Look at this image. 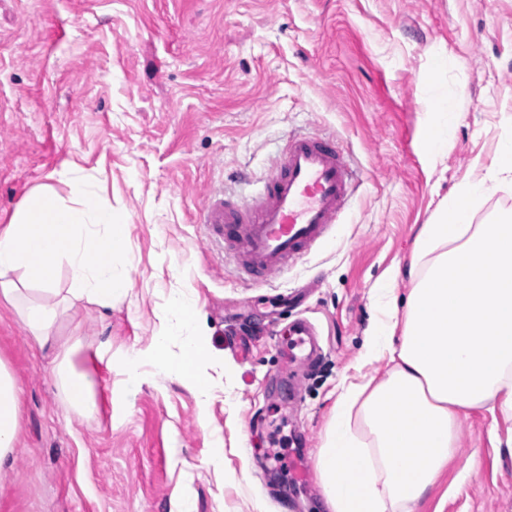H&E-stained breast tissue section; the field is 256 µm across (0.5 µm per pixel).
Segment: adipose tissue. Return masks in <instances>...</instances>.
I'll list each match as a JSON object with an SVG mask.
<instances>
[{"instance_id":"obj_1","label":"adipose tissue","mask_w":512,"mask_h":512,"mask_svg":"<svg viewBox=\"0 0 512 512\" xmlns=\"http://www.w3.org/2000/svg\"><path fill=\"white\" fill-rule=\"evenodd\" d=\"M70 199L33 190L0 228V299L40 348L54 351V376L69 409L98 412L94 377L76 367L80 341L58 324L83 300L103 308L130 289L119 244V220L100 203L97 186L65 166ZM486 180L464 179L415 238L413 288L399 301L392 269L376 287L379 320L364 357L382 360V378L352 383L340 394L316 453V476L328 512H417L455 448L461 412L484 409L512 416V213L477 224L478 205L494 193ZM71 273L60 297L61 268ZM170 305L188 329L180 364L167 358L168 335L144 356L126 361L138 380L141 360L157 375L202 384L207 345L193 332L192 299ZM20 389L0 360V473L14 469Z\"/></svg>"}]
</instances>
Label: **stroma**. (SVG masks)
Instances as JSON below:
<instances>
[{
  "label": "stroma",
  "instance_id": "obj_1",
  "mask_svg": "<svg viewBox=\"0 0 512 512\" xmlns=\"http://www.w3.org/2000/svg\"><path fill=\"white\" fill-rule=\"evenodd\" d=\"M442 96L459 120L435 157ZM299 135L339 144L349 204L322 245L244 282L196 215L211 193L251 194ZM510 136L512 0H0V226L33 189L69 197L59 173L75 163L126 226L131 277L125 298L76 302L59 329L83 340L91 419L68 411L53 354L0 303V357L22 388L0 512H174L187 491L196 512H326L315 472L294 465L315 464L343 386L385 369L362 358L372 289ZM176 293L203 316V392L147 364L132 384L122 366L179 322ZM298 318L320 338L306 373L283 333ZM511 430L460 414L420 512H512V456L495 442Z\"/></svg>",
  "mask_w": 512,
  "mask_h": 512
}]
</instances>
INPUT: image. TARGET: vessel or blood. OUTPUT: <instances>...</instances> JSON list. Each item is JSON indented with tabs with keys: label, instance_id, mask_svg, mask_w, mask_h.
I'll return each mask as SVG.
<instances>
[{
	"label": "vessel or blood",
	"instance_id": "vessel-or-blood-1",
	"mask_svg": "<svg viewBox=\"0 0 512 512\" xmlns=\"http://www.w3.org/2000/svg\"><path fill=\"white\" fill-rule=\"evenodd\" d=\"M352 178L334 141L295 137L256 195L235 202L212 196L202 222L231 250L240 278L262 282L328 237L347 205Z\"/></svg>",
	"mask_w": 512,
	"mask_h": 512
}]
</instances>
